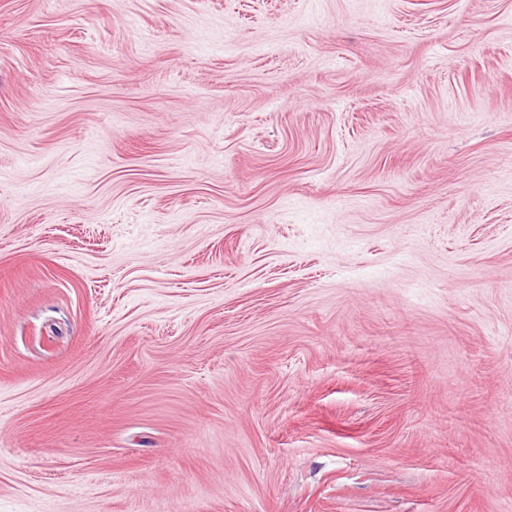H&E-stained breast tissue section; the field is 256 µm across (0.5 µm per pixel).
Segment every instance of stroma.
<instances>
[{
	"label": "stroma",
	"instance_id": "stroma-1",
	"mask_svg": "<svg viewBox=\"0 0 512 512\" xmlns=\"http://www.w3.org/2000/svg\"><path fill=\"white\" fill-rule=\"evenodd\" d=\"M0 512H512V0H0Z\"/></svg>",
	"mask_w": 512,
	"mask_h": 512
}]
</instances>
